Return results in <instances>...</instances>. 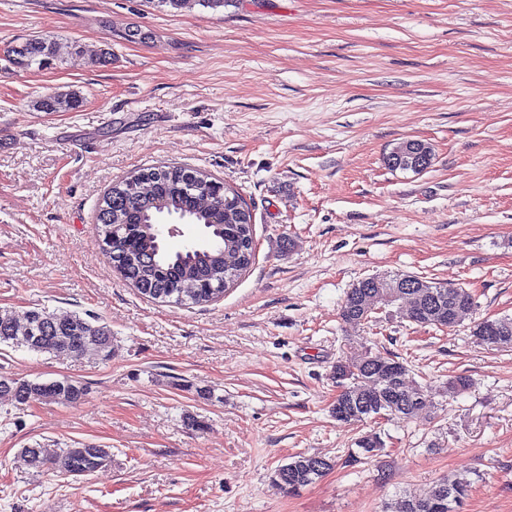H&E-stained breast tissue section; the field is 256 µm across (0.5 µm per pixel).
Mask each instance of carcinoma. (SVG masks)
<instances>
[{"label":"carcinoma","instance_id":"carcinoma-1","mask_svg":"<svg viewBox=\"0 0 512 512\" xmlns=\"http://www.w3.org/2000/svg\"><path fill=\"white\" fill-rule=\"evenodd\" d=\"M10 64L29 69L44 67L56 60V39L50 33L21 38L7 51ZM80 97L47 94L37 102L42 112L75 110ZM404 157L387 156L393 170L420 174L433 160L432 148L418 140L398 144ZM176 215L201 226L203 238L192 247L169 250L163 241L161 220ZM105 252L121 278L142 296L159 302L206 304L221 296L252 264L254 253L251 214L237 191L209 174L182 166L144 168L114 184L103 196L96 215ZM224 264V281L215 275V266ZM397 285L420 288L426 305L437 311V326H456L454 312L463 306L473 307L472 294L465 288L427 281L408 274L391 277ZM342 302L341 319L349 323L355 315L359 286H372L371 277L357 281ZM472 336L485 344L512 348V318L501 317L474 321ZM24 347L54 356L82 357L93 351L107 360L112 355V332L93 316L72 314L65 320L45 310L18 313L0 310V344ZM347 369L346 380L338 382L339 393L331 412L336 420L355 424L380 416L410 418L415 409L431 404L428 393L419 384L406 380L409 369L399 363L398 372L374 365L359 367L355 359H339L334 369ZM10 385L12 398L19 404L31 401H55L64 404L84 399L87 388L81 382L62 380H20L1 378ZM359 454L376 455L382 443L379 437L365 434L357 439ZM27 464L40 470H65L69 476L90 474L112 461V452L99 446L65 448L49 456L41 448H24ZM332 464L321 457L298 455L280 466L273 474L274 486L293 494L321 479ZM470 491L463 477L439 481L425 497H407L398 512H459Z\"/></svg>","mask_w":512,"mask_h":512}]
</instances>
